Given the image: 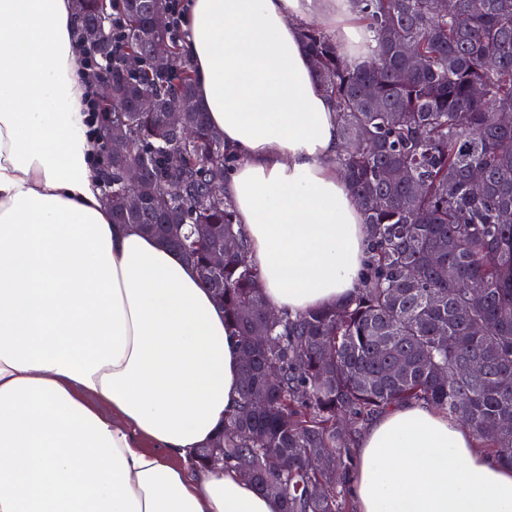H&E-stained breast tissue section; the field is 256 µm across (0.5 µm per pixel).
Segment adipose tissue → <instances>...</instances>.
Masks as SVG:
<instances>
[{
    "instance_id": "ef3b65f1",
    "label": "adipose tissue",
    "mask_w": 512,
    "mask_h": 512,
    "mask_svg": "<svg viewBox=\"0 0 512 512\" xmlns=\"http://www.w3.org/2000/svg\"><path fill=\"white\" fill-rule=\"evenodd\" d=\"M316 22L366 35L349 0H186L181 45L241 158L224 197L264 302L292 315L343 303L369 248ZM78 25L74 0H0V512H278L191 462L241 407V342L182 252L114 223ZM357 457V512H512V467L425 405L373 420Z\"/></svg>"
}]
</instances>
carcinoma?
<instances>
[{
	"mask_svg": "<svg viewBox=\"0 0 512 512\" xmlns=\"http://www.w3.org/2000/svg\"><path fill=\"white\" fill-rule=\"evenodd\" d=\"M350 2L375 43L365 64H351L325 29L302 38L339 114L336 169L368 228L367 263L345 303L268 320L252 313L264 300L248 240L232 205L210 193L238 158L197 105L170 23L153 28L151 13L133 12L130 0H105L99 13L75 0L78 39L97 29L92 52L112 69V86L98 83L103 131L122 125L130 159L149 168L143 210L126 216L125 161L103 148L113 221L183 252L207 288L222 284L224 317L238 336L273 340L243 347L251 360L242 364L241 409L217 443L224 468L273 496L279 512H352L359 429L403 402L461 421L476 447L512 467V431L488 425L512 418V222L501 220L512 214V0ZM151 37L173 48L163 66L150 58ZM407 44L423 53V67ZM175 96L193 106L190 142L163 122L162 104ZM195 224L212 225L209 244L195 245ZM224 241L232 249L211 275L209 249ZM441 263L451 277L440 276ZM258 393L266 409L249 415ZM310 456L328 470L307 465Z\"/></svg>",
	"mask_w": 512,
	"mask_h": 512,
	"instance_id": "cac0c4a2",
	"label": "carcinoma"
}]
</instances>
